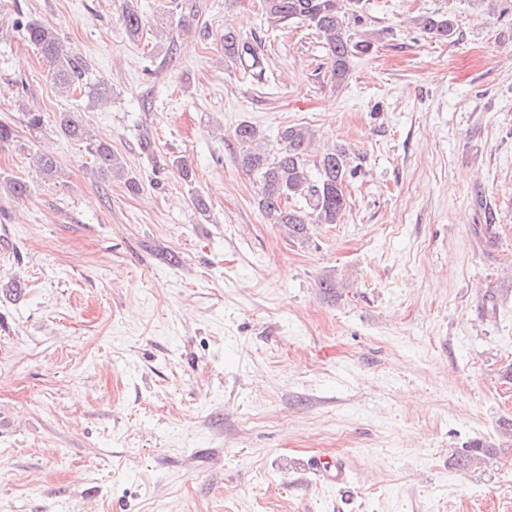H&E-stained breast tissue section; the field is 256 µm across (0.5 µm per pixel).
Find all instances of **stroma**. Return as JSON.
<instances>
[{"mask_svg":"<svg viewBox=\"0 0 512 512\" xmlns=\"http://www.w3.org/2000/svg\"><path fill=\"white\" fill-rule=\"evenodd\" d=\"M355 10L375 46L337 84L323 37L262 0H0V177L29 189L0 188V512H512V0ZM23 18L111 97L58 92ZM228 26L262 70L225 58ZM67 110L138 191L61 133ZM244 122L271 153L293 125L347 150L338 223L303 243L267 223ZM476 442L499 455L457 468ZM318 455L348 489L300 470ZM419 27L432 37L448 39L453 32L452 20L447 16H421L417 20Z\"/></svg>","mask_w":512,"mask_h":512,"instance_id":"35a3bbf8","label":"stroma"}]
</instances>
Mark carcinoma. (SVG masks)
Returning a JSON list of instances; mask_svg holds the SVG:
<instances>
[{"label": "carcinoma", "mask_w": 512, "mask_h": 512, "mask_svg": "<svg viewBox=\"0 0 512 512\" xmlns=\"http://www.w3.org/2000/svg\"><path fill=\"white\" fill-rule=\"evenodd\" d=\"M353 0H264L269 18L278 23L304 22L323 36L331 60V79L343 82L350 68L351 58L373 49L371 38L355 40L350 33V19L354 16ZM123 22L130 35L136 36L143 20L138 11L126 8ZM417 25L427 34L446 39L452 35V20L446 16L429 15L417 19ZM24 38L37 47L50 66V75L59 88L67 92L87 88L90 99L105 100L107 86L84 82L86 64L64 51L57 34L39 20L16 22ZM224 56L262 68V59L237 32L224 28ZM57 125L66 137L86 142L94 158L96 170L104 176L125 179L132 190L139 189L135 179L127 176L120 156L112 152L111 144L94 139L79 112H61ZM312 133L300 126H288L279 134L280 148L270 155L259 148L260 131L251 124H241L234 132L239 162L260 178L257 204L269 223L284 228L288 238L300 242L310 239L318 224H335L347 208L344 183L351 174L350 154L335 147L308 163ZM499 449L476 443L456 454L457 467L471 468L498 454Z\"/></svg>", "instance_id": "obj_1"}]
</instances>
